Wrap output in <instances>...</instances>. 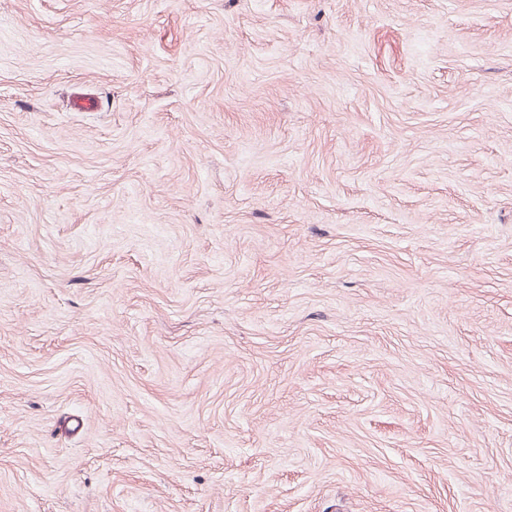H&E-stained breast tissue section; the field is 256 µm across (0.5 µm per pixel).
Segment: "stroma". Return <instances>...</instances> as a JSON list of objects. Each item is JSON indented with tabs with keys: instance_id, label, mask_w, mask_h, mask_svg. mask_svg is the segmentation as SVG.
Here are the masks:
<instances>
[{
	"instance_id": "35a3bbf8",
	"label": "stroma",
	"mask_w": 512,
	"mask_h": 512,
	"mask_svg": "<svg viewBox=\"0 0 512 512\" xmlns=\"http://www.w3.org/2000/svg\"><path fill=\"white\" fill-rule=\"evenodd\" d=\"M0 512H512V0H0Z\"/></svg>"
}]
</instances>
